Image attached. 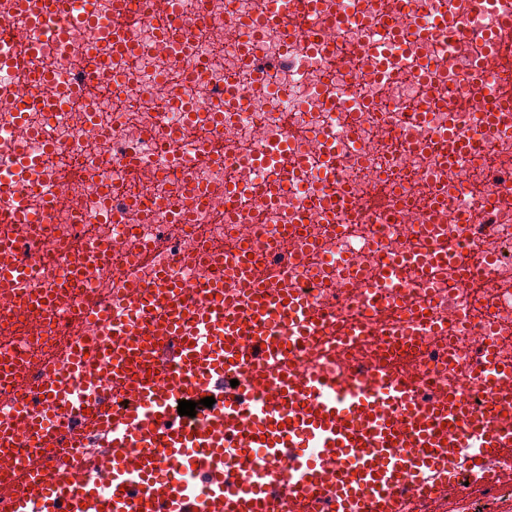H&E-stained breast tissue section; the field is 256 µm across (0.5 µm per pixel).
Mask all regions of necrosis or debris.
<instances>
[{"mask_svg":"<svg viewBox=\"0 0 512 512\" xmlns=\"http://www.w3.org/2000/svg\"><path fill=\"white\" fill-rule=\"evenodd\" d=\"M209 23L192 21L196 0L168 13L181 41L155 36V0H131L139 26L126 30L139 54L112 58L119 99L105 107L83 88L87 56L107 51L100 23L108 0H91L98 25L59 14L32 25L0 10V56L30 40L45 51L37 68L69 88L64 106L18 111L44 96L41 87L0 67V180L29 190L40 208L45 194L66 190L70 203L24 244L31 272L23 292L36 296L68 277L65 259L106 240L132 254L133 277L158 270L180 279L190 253L234 251L250 238L276 280L323 317L293 359L299 370L344 381L351 367L378 392L368 373L387 364L412 372L418 393L459 392L476 409L490 393L478 366L486 347L498 352L504 381L512 382V121L488 123L512 72L490 73L492 46L484 35L512 0H342L340 27L312 20L293 48L264 20L268 0H205ZM445 11L471 38L430 30V15ZM399 36H391L387 18ZM378 43L341 62L323 55ZM233 83L246 106L213 112L219 90ZM178 99L199 108L194 117L170 110ZM59 147L50 165L25 168L17 157L35 155L43 141ZM245 187L231 215L217 219L203 195H222L225 181ZM348 195L356 211H319L311 202L329 192ZM464 210V224L444 213ZM447 254L449 265L425 280L405 277L398 289L384 281L386 260L420 261ZM123 282L104 266L73 290L77 299L109 304L113 322L125 320ZM54 326L32 345L24 325L0 319V350L36 372L63 361L81 328L50 311ZM460 448L447 476L416 471L403 512H476L483 490L487 512H503L512 491L481 486Z\"/></svg>","mask_w":512,"mask_h":512,"instance_id":"necrosis-or-debris-1","label":"necrosis or debris"}]
</instances>
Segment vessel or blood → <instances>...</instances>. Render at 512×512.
<instances>
[{
    "label": "vessel or blood",
    "instance_id": "b4317fda",
    "mask_svg": "<svg viewBox=\"0 0 512 512\" xmlns=\"http://www.w3.org/2000/svg\"><path fill=\"white\" fill-rule=\"evenodd\" d=\"M66 1L86 15L85 0H11L16 16L41 23ZM321 3L269 0L265 19L289 43L297 20ZM495 67L512 69L507 23ZM67 201L58 193L32 214L25 194L1 186L0 222L44 224ZM20 244L0 242V306L40 334L48 324L31 320L33 299L13 292L30 273ZM249 252L242 246L234 260L256 290L249 322L236 319L222 277L177 281L161 273L128 283L126 321L110 343L74 352L67 366L43 367L23 394L0 391V473L25 472L11 488L9 512H399L406 472L433 469L465 445L476 448L471 471L496 480L489 462L512 452L500 413H474L455 392L418 402L409 378L387 368L375 371L376 396L295 371L293 355L320 318L288 291L265 289ZM73 316L91 336L109 324L105 307L89 302ZM182 400L195 402V423L173 412ZM300 446L317 457L286 475L275 469ZM20 447L43 454L26 461ZM228 447L240 451L231 466ZM261 463L263 480L249 481ZM193 468L201 485L183 476Z\"/></svg>",
    "mask_w": 512,
    "mask_h": 512
}]
</instances>
